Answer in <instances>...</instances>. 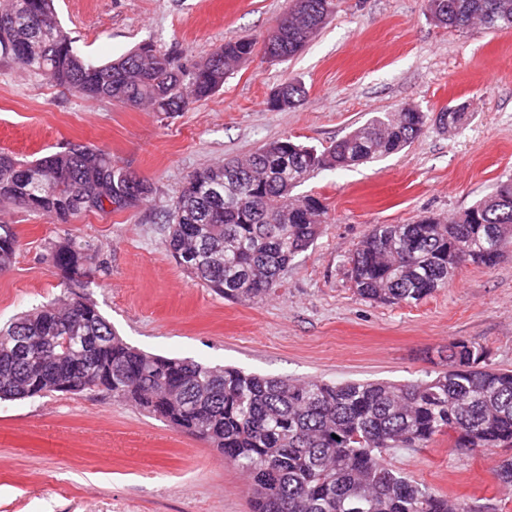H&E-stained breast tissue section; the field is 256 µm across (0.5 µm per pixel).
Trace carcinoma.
<instances>
[{
  "instance_id": "carcinoma-1",
  "label": "carcinoma",
  "mask_w": 512,
  "mask_h": 512,
  "mask_svg": "<svg viewBox=\"0 0 512 512\" xmlns=\"http://www.w3.org/2000/svg\"><path fill=\"white\" fill-rule=\"evenodd\" d=\"M445 27L512 29V0H427ZM333 0H296L279 17L274 52L285 60L326 24ZM268 53L267 42H227L193 68L150 43L102 64L82 56L57 23L54 0H0V63L49 76L86 98L158 112L184 111L218 92L236 67ZM291 108L305 97L299 82L276 90ZM432 120L428 112H384L319 151L289 138L189 175L159 219L165 247L192 278L237 302H258L282 272L314 244L326 208L292 190L311 174L344 170L395 153ZM150 183L112 162L103 150L70 144L30 163L0 152V204L66 224L82 213L134 207ZM91 203L82 209L73 198ZM512 244V180L443 222L375 224L350 257L356 293L384 304H411L448 285L467 264L492 267ZM21 241L0 224V272ZM49 259L63 294L0 328V400L97 391L135 404L224 454L249 478L251 512H470L467 503L433 492L386 465L388 448H412L438 435L453 446L512 447V370L482 366L484 352L448 344V364L409 384L366 381L297 383L137 349L113 330L85 293L93 254L64 237Z\"/></svg>"
}]
</instances>
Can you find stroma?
<instances>
[{"label":"stroma","instance_id":"stroma-1","mask_svg":"<svg viewBox=\"0 0 512 512\" xmlns=\"http://www.w3.org/2000/svg\"><path fill=\"white\" fill-rule=\"evenodd\" d=\"M290 0H55L59 24L89 60L143 43L191 67L224 43L263 40ZM306 95L271 109L280 84ZM464 107L462 129L427 124L399 152L295 188L327 218L263 302L224 300L177 266L157 215L196 170L248 156L284 137L323 150L380 112ZM88 144L152 184L151 200L61 224L0 205L22 248L0 274V324L57 298L47 260L65 235L96 249L87 294L116 333L141 350L232 365L264 376L329 383H408L442 370L448 344L512 369V252L490 268L463 266L412 304L361 298L348 259L376 224L452 218L512 179V29L437 25L425 0H335L329 23L294 57L263 55L185 111L74 96L46 76L0 66V151L31 161ZM512 447L465 453L447 436L388 450V466L472 512H512L496 478ZM247 476L223 454L138 407L98 392L0 401V512H251Z\"/></svg>","mask_w":512,"mask_h":512}]
</instances>
